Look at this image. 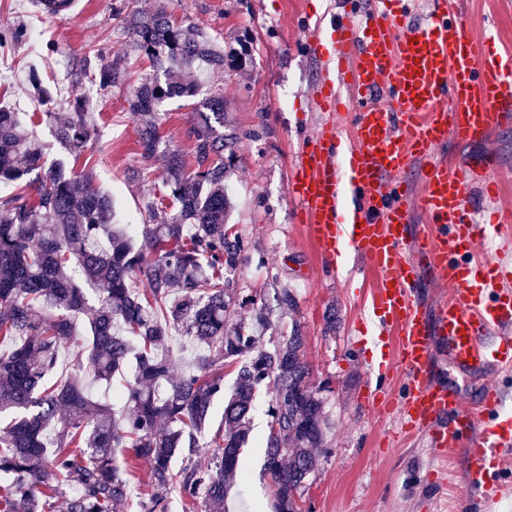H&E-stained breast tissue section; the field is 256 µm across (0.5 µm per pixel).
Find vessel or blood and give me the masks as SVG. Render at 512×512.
Wrapping results in <instances>:
<instances>
[{"mask_svg":"<svg viewBox=\"0 0 512 512\" xmlns=\"http://www.w3.org/2000/svg\"><path fill=\"white\" fill-rule=\"evenodd\" d=\"M402 0H370L363 12L331 19L327 44L312 51L324 77L315 97L328 115L294 157L288 196L300 207L309 237L327 263L350 245L379 277L369 309L396 329L394 370L401 396L383 402L404 435L428 440L433 465L461 453L468 483L466 512L489 507L499 486L495 465L512 455V416L488 385L478 407L433 377L436 345L460 371L512 368V263H492L474 250L493 231L512 247V225L491 212L472 219V189L496 193V160L457 165L437 154L447 140L484 139L512 124V58L469 34L462 10L440 4L412 25ZM428 165L418 193L403 175L411 160ZM426 222H412L414 213ZM448 290L434 313L416 298L421 274Z\"/></svg>","mask_w":512,"mask_h":512,"instance_id":"1","label":"vessel or blood"}]
</instances>
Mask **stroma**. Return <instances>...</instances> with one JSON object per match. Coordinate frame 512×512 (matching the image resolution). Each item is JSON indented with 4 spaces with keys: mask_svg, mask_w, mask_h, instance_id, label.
Instances as JSON below:
<instances>
[{
    "mask_svg": "<svg viewBox=\"0 0 512 512\" xmlns=\"http://www.w3.org/2000/svg\"><path fill=\"white\" fill-rule=\"evenodd\" d=\"M161 1L175 22L203 28L224 52V68L210 88L223 92L225 123L239 136L226 181L227 224L245 239L252 257L230 284L235 316L249 318L274 288H290L296 307L274 315L262 346L274 350L293 327H301L311 384L331 385L325 394L330 429L317 451L315 477L301 495L300 512H448V490L427 477L426 438L396 435L394 416L372 408L373 395L394 396L401 386L400 378L369 363L380 329L367 304L374 273L347 246L335 268H328L288 196L295 153L325 118L313 96L322 67L308 44L324 36L317 22L350 11L357 0H74L69 11L55 17L43 15L33 0H0V31L20 24L28 30L25 40L0 56L13 73L0 84V104L25 118L42 112L27 82L33 70L55 87L58 100L86 93L93 78L76 74L84 53L99 48L116 56L128 48L129 35L113 10L141 11ZM462 2L471 33L490 36L503 55L512 56V0ZM128 95V86L98 90L88 107L97 131L74 169L92 170L97 185L112 192L118 219L139 227L150 221L145 204L158 196L163 169L141 157ZM192 111V101L179 98L160 107L165 144L185 155L191 149ZM485 152L500 164L499 193L492 200L474 199L478 224L489 210H512V132L473 144L451 141L440 153L460 162ZM133 172L138 178L132 182ZM330 311L336 316L331 331L324 320ZM270 400L267 390L257 396L251 440L242 451L248 470L233 479L229 512H275L263 450Z\"/></svg>",
    "mask_w": 512,
    "mask_h": 512,
    "instance_id": "stroma-1",
    "label": "stroma"
}]
</instances>
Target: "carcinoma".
<instances>
[{
  "label": "carcinoma",
  "instance_id": "cac0c4a2",
  "mask_svg": "<svg viewBox=\"0 0 512 512\" xmlns=\"http://www.w3.org/2000/svg\"><path fill=\"white\" fill-rule=\"evenodd\" d=\"M72 0H36L47 16L68 11ZM131 49L146 55L159 76L133 89L129 111L139 126L144 161L160 159L164 192L172 212L149 201L152 223L139 243L119 224L112 194L79 174L67 160L50 165L33 128L0 106V180L20 192L0 198V474L12 491L0 497V512H44L66 497V512H126L129 471L119 456L147 465L154 493L144 512H167L164 492L175 489L206 512H222L227 481L245 468L250 415L257 392L273 393L265 470L271 476L277 512H299L298 500L324 446L325 388L309 383L305 336L293 329L280 345L258 347V333L277 308H293L288 288H276L249 322H232L229 282L248 260L247 243L226 227L224 182L235 157L237 136L224 132V94L198 102L188 136L193 167L180 152L160 149L156 122L166 99L194 98L204 75L224 66V55L201 31L176 24L163 7L123 17ZM93 72L99 87L125 85L126 57L93 50L80 70ZM50 119L52 134L78 156L93 125L85 97L74 93L68 112ZM80 268L98 295L89 305ZM88 313L86 336L76 342L74 319ZM189 337L194 357L188 372L173 374L168 342ZM236 365L232 393L224 397V363ZM126 369L134 382L116 392L122 409L97 400L87 380L92 371L109 381ZM225 398L222 424L210 444L214 466L178 472L171 461L192 453L209 427L214 401ZM75 493L66 494V489Z\"/></svg>",
  "mask_w": 512,
  "mask_h": 512
}]
</instances>
